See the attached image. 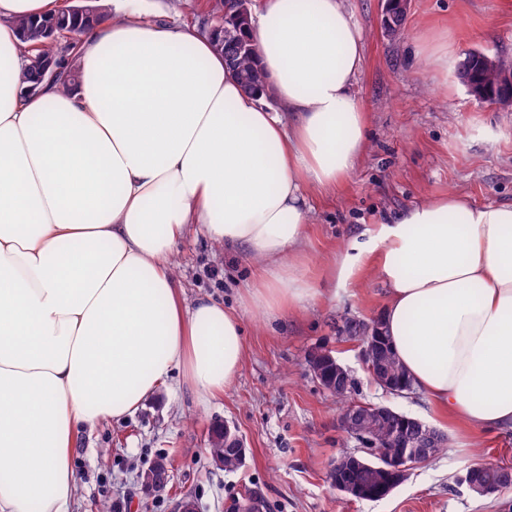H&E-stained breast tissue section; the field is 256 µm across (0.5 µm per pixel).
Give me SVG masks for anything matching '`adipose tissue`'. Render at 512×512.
I'll use <instances>...</instances> for the list:
<instances>
[{"label": "adipose tissue", "instance_id": "ef3b65f1", "mask_svg": "<svg viewBox=\"0 0 512 512\" xmlns=\"http://www.w3.org/2000/svg\"><path fill=\"white\" fill-rule=\"evenodd\" d=\"M64 7L0 0V512H70L81 426L124 420L173 376L199 405L222 396L242 321L187 300L175 246L245 249L248 305L305 309L321 294L299 261L309 192H335L366 149L363 36L341 0H262L263 92L208 35L118 9L80 33L75 90L25 94L16 22ZM372 249L413 387L471 431H512V204L438 197Z\"/></svg>", "mask_w": 512, "mask_h": 512}]
</instances>
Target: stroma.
Wrapping results in <instances>:
<instances>
[{
    "mask_svg": "<svg viewBox=\"0 0 512 512\" xmlns=\"http://www.w3.org/2000/svg\"><path fill=\"white\" fill-rule=\"evenodd\" d=\"M384 3L344 0L363 35L355 96L368 120L367 148L334 195L316 197L307 247L308 277L335 298L263 322L242 306L253 274L243 249L201 238L179 242L173 258L187 298L209 296L242 315L240 374L208 406L175 379L126 420L81 430L73 456L80 487L71 512H99L105 502L125 512H172L185 495L198 500L200 512H225L250 492L265 499L266 512H512V491L476 496L458 482L471 464L512 467V432L474 437L420 393L384 391L359 347L343 340L347 322L375 320L386 300L371 251L381 224L451 192L475 205L512 202V106L477 100L457 72L474 50L512 58V0H409L401 40L382 29ZM135 4L145 21L171 25L200 23L209 11L208 0ZM425 35L447 37V69L431 72L416 54ZM334 252L358 262L347 284L325 276L323 262ZM318 345L350 369L359 401L391 406L448 436L444 453L416 465L384 499L352 500L329 482L332 461L353 443L337 426L335 400L309 372L308 353ZM224 421L246 439L244 464L233 472L206 453L211 425ZM161 453L173 460L172 480L164 492H146L137 474Z\"/></svg>",
    "mask_w": 512,
    "mask_h": 512,
    "instance_id": "stroma-1",
    "label": "stroma"
}]
</instances>
